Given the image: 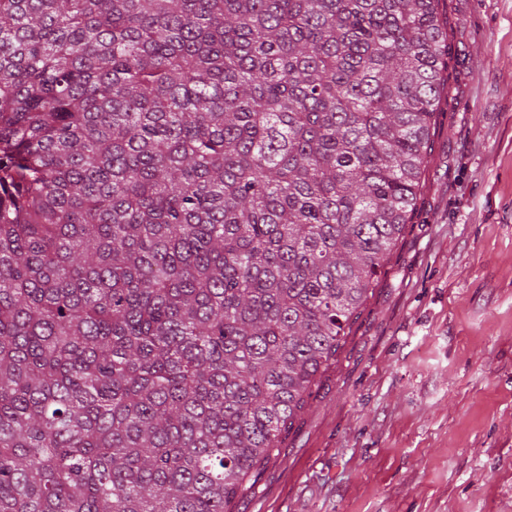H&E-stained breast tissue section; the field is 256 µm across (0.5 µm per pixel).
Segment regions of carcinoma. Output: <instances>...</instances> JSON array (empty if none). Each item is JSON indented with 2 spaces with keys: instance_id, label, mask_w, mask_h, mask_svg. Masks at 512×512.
<instances>
[{
  "instance_id": "carcinoma-1",
  "label": "carcinoma",
  "mask_w": 512,
  "mask_h": 512,
  "mask_svg": "<svg viewBox=\"0 0 512 512\" xmlns=\"http://www.w3.org/2000/svg\"><path fill=\"white\" fill-rule=\"evenodd\" d=\"M440 0H0V512H231L409 223Z\"/></svg>"
}]
</instances>
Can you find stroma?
Segmentation results:
<instances>
[{
  "label": "stroma",
  "instance_id": "stroma-1",
  "mask_svg": "<svg viewBox=\"0 0 512 512\" xmlns=\"http://www.w3.org/2000/svg\"><path fill=\"white\" fill-rule=\"evenodd\" d=\"M410 224L233 512H512V0H442Z\"/></svg>",
  "mask_w": 512,
  "mask_h": 512
}]
</instances>
